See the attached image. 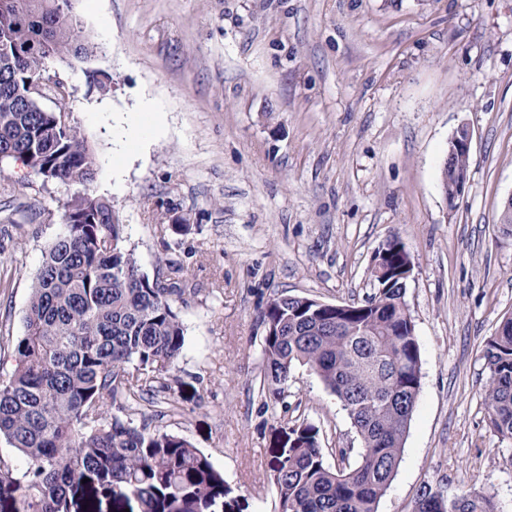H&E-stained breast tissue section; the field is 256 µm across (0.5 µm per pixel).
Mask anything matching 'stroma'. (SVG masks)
Listing matches in <instances>:
<instances>
[{"label":"stroma","instance_id":"35a3bbf8","mask_svg":"<svg viewBox=\"0 0 512 512\" xmlns=\"http://www.w3.org/2000/svg\"><path fill=\"white\" fill-rule=\"evenodd\" d=\"M72 14L102 50L48 60L68 95L39 105L70 112L98 174L85 189L0 161V374L65 203L106 198L142 272L180 263L193 289L179 306L184 387L109 414L209 455L232 512H276L286 424H315L332 466L362 445L308 367L265 404L260 315L277 292L363 302L396 236L413 262L421 388L378 512H412L427 487L512 512V441L484 405L485 345L512 314V227L497 222L512 196V0H72ZM144 102L161 128L127 146L124 119ZM463 125L472 163L450 204L441 163Z\"/></svg>","mask_w":512,"mask_h":512}]
</instances>
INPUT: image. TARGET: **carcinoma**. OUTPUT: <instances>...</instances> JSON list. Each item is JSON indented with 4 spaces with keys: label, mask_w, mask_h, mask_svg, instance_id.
Returning <instances> with one entry per match:
<instances>
[{
    "label": "carcinoma",
    "mask_w": 512,
    "mask_h": 512,
    "mask_svg": "<svg viewBox=\"0 0 512 512\" xmlns=\"http://www.w3.org/2000/svg\"><path fill=\"white\" fill-rule=\"evenodd\" d=\"M22 16L0 15V34L30 47L0 72V159H20L44 181L86 186L96 158L81 129L57 113L23 108L13 89L42 75L45 61L83 60L99 46L80 29L71 0H22ZM471 155L458 153L441 182L458 194ZM64 231L47 246L31 287L12 373L0 378V436L28 460V480L0 463V505L11 512H101L120 497L139 512H205L224 499V473L182 436L137 427L105 407L169 392L185 343L177 303L188 269L167 281L142 273L126 225L103 197L64 205ZM401 280L362 303L321 305L275 295L262 313L259 391L282 400L296 365L312 370L341 402L363 445L355 464L330 466L319 430L288 427L271 480L278 512H377L398 469L421 387V354ZM484 401L490 425L512 440V315L485 346ZM88 482H83V479ZM458 512H497L484 494L458 497ZM414 512H448L427 489Z\"/></svg>",
    "instance_id": "1"
}]
</instances>
